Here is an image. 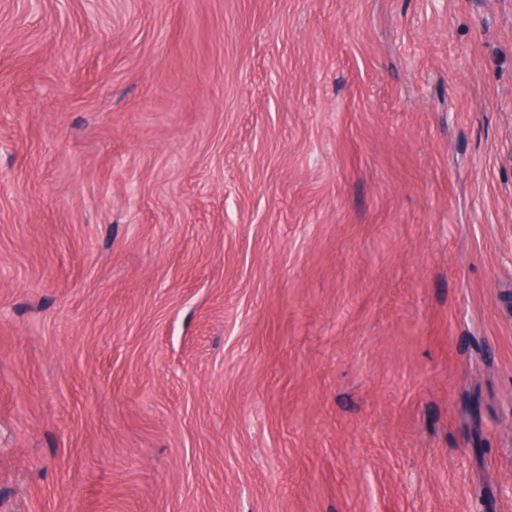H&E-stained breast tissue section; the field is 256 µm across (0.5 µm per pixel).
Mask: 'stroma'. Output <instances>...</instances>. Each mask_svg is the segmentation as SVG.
<instances>
[{
    "label": "stroma",
    "instance_id": "stroma-1",
    "mask_svg": "<svg viewBox=\"0 0 512 512\" xmlns=\"http://www.w3.org/2000/svg\"><path fill=\"white\" fill-rule=\"evenodd\" d=\"M0 512H512V0H0Z\"/></svg>",
    "mask_w": 512,
    "mask_h": 512
}]
</instances>
